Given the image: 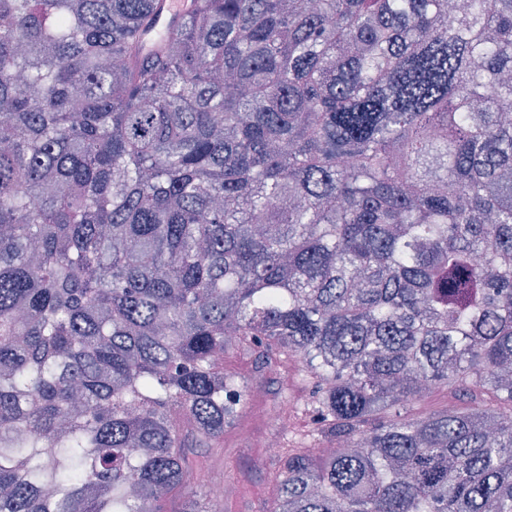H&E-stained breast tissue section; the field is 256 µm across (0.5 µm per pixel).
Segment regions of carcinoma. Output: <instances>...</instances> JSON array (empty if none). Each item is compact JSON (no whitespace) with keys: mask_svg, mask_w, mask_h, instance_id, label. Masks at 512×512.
Wrapping results in <instances>:
<instances>
[{"mask_svg":"<svg viewBox=\"0 0 512 512\" xmlns=\"http://www.w3.org/2000/svg\"><path fill=\"white\" fill-rule=\"evenodd\" d=\"M0 0V512H512V0ZM445 391L446 405L419 406ZM157 20L143 38L148 51H156L162 45L164 35L184 19L194 8L193 0H157ZM227 364L236 370L246 383H261L264 395L259 399L251 398L234 425L224 431V464L215 474L218 480H224V485L215 486L212 494L215 498L224 499L228 494V490L224 488L227 486L232 489L227 504H233L235 507L226 512H260L263 508V499L269 498L273 490L268 474L266 448H277V440L269 437L277 434L282 442L305 440L308 444H314L312 436L306 437L312 430L310 419L305 412L308 394L306 389L298 384L289 367L281 368L288 378L278 374L277 380L264 372L262 362L252 354H230ZM288 379L293 384V391L290 394L281 390V386L285 389L290 386ZM288 400L295 404L294 410L290 407L271 412L276 425L284 429L277 430L268 418L269 408ZM288 411L294 419L293 425ZM243 479L250 482L254 494L243 497Z\"/></svg>","mask_w":512,"mask_h":512,"instance_id":"cac0c4a2","label":"carcinoma"}]
</instances>
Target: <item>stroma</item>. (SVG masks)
<instances>
[{
  "label": "stroma",
  "mask_w": 512,
  "mask_h": 512,
  "mask_svg": "<svg viewBox=\"0 0 512 512\" xmlns=\"http://www.w3.org/2000/svg\"><path fill=\"white\" fill-rule=\"evenodd\" d=\"M227 364L245 382L262 384L264 394L249 400L234 425L225 430L224 463L216 477L231 490L228 501L233 506L232 512H261L264 499L269 498L273 490L268 474L266 442L274 434L285 442L304 439L312 428L306 413L308 394L298 384L292 392H283L277 378L265 373L262 362L255 355L233 353ZM285 400L295 405L291 412L294 423L279 432L269 420L268 412Z\"/></svg>",
  "instance_id": "stroma-1"
}]
</instances>
